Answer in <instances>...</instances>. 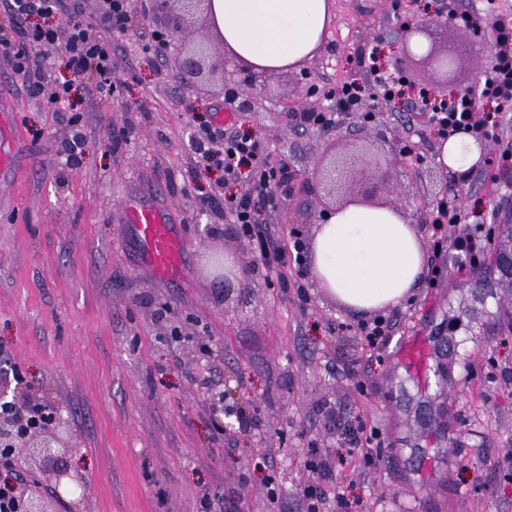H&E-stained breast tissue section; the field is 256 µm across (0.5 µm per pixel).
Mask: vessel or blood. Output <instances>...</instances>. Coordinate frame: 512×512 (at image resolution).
Listing matches in <instances>:
<instances>
[{
    "mask_svg": "<svg viewBox=\"0 0 512 512\" xmlns=\"http://www.w3.org/2000/svg\"><path fill=\"white\" fill-rule=\"evenodd\" d=\"M18 141L6 113H0V189L9 190L17 162ZM145 266L155 278L177 280L187 274L186 241L176 234L169 213L132 202L124 206Z\"/></svg>",
    "mask_w": 512,
    "mask_h": 512,
    "instance_id": "vessel-or-blood-1",
    "label": "vessel or blood"
}]
</instances>
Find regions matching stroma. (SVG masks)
<instances>
[{"label":"stroma","instance_id":"obj_1","mask_svg":"<svg viewBox=\"0 0 512 512\" xmlns=\"http://www.w3.org/2000/svg\"><path fill=\"white\" fill-rule=\"evenodd\" d=\"M439 1L334 0L317 56L269 73L254 89L256 111L236 114L234 125L294 174L273 216L279 245L310 238L321 222L306 177L327 149L376 157L386 137L434 163L436 133L410 108L377 99L372 123L339 116L331 140L289 116L288 99L305 89L306 109L326 110L325 88L360 77L357 57L370 47L396 71L402 14L459 56L446 87L422 60L411 63L424 92L474 89L492 46L432 26ZM162 24L148 19L114 44L117 92L80 86L59 111L31 97L0 57V92L28 145L0 203V373L20 374L48 412L68 419L71 467L87 483L83 512H304V490L335 486L362 512H512V333H487L494 301L462 317L442 382L437 342L472 288L455 257L435 249L430 224L420 227L426 262L442 277L375 317L339 307L313 283L309 262L257 263L224 210L205 204L224 174L201 165L191 146L196 124L230 110L239 68L229 62L224 89L187 86L172 66L174 45L155 59L145 52ZM76 134L85 146L71 161L63 144ZM407 164L401 156L384 168L375 202L417 216L426 194L450 182L462 191L465 222L496 240L512 214V172L492 192L477 166L429 184L408 178ZM129 199L173 214L189 249L182 280L144 268L123 222ZM226 255L254 267L224 283L217 264ZM377 317L387 331L371 349L360 329ZM413 336L427 341L419 371L399 358ZM218 389L253 412L251 428L233 416L215 427L208 406ZM365 446L381 464H365ZM314 452L330 468L309 466ZM263 454L274 465L260 463Z\"/></svg>","mask_w":512,"mask_h":512}]
</instances>
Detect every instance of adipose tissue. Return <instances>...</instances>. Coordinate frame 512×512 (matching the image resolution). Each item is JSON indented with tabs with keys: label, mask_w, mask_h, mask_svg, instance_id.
I'll return each instance as SVG.
<instances>
[{
	"label": "adipose tissue",
	"mask_w": 512,
	"mask_h": 512,
	"mask_svg": "<svg viewBox=\"0 0 512 512\" xmlns=\"http://www.w3.org/2000/svg\"><path fill=\"white\" fill-rule=\"evenodd\" d=\"M332 0H213L224 50L258 72L312 60L330 21ZM314 282L359 314L396 307L426 274L422 234L396 210L351 202L328 214L310 244Z\"/></svg>",
	"instance_id": "ef3b65f1"
}]
</instances>
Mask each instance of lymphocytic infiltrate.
<instances>
[{"instance_id":"1","label":"lymphocytic infiltrate","mask_w":512,"mask_h":512,"mask_svg":"<svg viewBox=\"0 0 512 512\" xmlns=\"http://www.w3.org/2000/svg\"><path fill=\"white\" fill-rule=\"evenodd\" d=\"M0 7L7 14L6 23H0V54L9 57L13 72L23 77L33 96L46 97L57 108L65 106L74 87L111 86L112 45L104 41V33L120 37L147 18L146 12L132 9L131 0H104L91 22L83 20L68 0H0ZM493 15L490 42L494 52L484 83L477 91L458 94L447 105L427 112V122L440 135L465 133L491 140L512 123V12L497 9ZM54 43L64 48L61 63L68 78L48 87L32 72L31 63L43 46ZM358 65L361 77L327 90L328 110L301 113L300 121L330 128L340 114L369 115L376 94L393 93L399 79L383 70L377 51L359 56ZM479 99L491 103L492 108L478 117L474 104ZM194 145L204 167L222 170L225 182L238 185L227 213L241 233L255 240L262 265L271 267L300 258V251L288 253L275 246L266 220L269 210L278 204L280 190L288 186L287 165L266 166L259 141L213 121L195 131ZM431 224L434 233L446 235L449 252L463 256L465 266L477 267L487 260V239L479 229L463 225L456 199L442 200Z\"/></svg>"}]
</instances>
